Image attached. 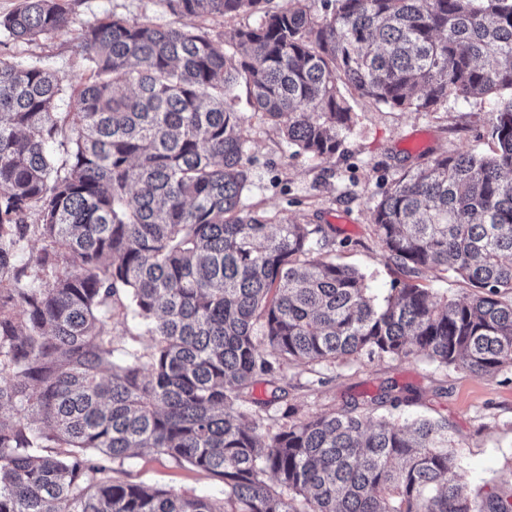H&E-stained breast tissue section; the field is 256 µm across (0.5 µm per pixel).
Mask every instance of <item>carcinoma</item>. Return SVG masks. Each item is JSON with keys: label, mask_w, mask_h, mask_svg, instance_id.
<instances>
[{"label": "carcinoma", "mask_w": 512, "mask_h": 512, "mask_svg": "<svg viewBox=\"0 0 512 512\" xmlns=\"http://www.w3.org/2000/svg\"><path fill=\"white\" fill-rule=\"evenodd\" d=\"M166 2L258 19L229 43L114 16L78 37L77 87L0 60V512H512L511 490L469 486L447 422L376 413L409 400L390 387L282 424L248 413L258 381L300 363L512 370V0ZM70 23L64 0H21L0 35ZM241 85L295 155L341 153L355 94L425 112L492 96L494 147L435 156L382 194L371 223L409 277L380 300L319 228L244 203ZM423 269L472 292L438 298ZM119 313L146 349L118 352L103 325ZM135 449L224 499L114 477Z\"/></svg>", "instance_id": "obj_1"}]
</instances>
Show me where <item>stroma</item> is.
<instances>
[{
  "label": "stroma",
  "instance_id": "35a3bbf8",
  "mask_svg": "<svg viewBox=\"0 0 512 512\" xmlns=\"http://www.w3.org/2000/svg\"><path fill=\"white\" fill-rule=\"evenodd\" d=\"M66 4L72 17L68 31L31 42H2L0 60L40 63L76 86L89 77L75 51L77 38L87 27L115 15L162 27L192 23L191 18L173 14L165 0H66ZM351 104L356 117L344 151L328 160L292 156L275 128L261 115H253L244 201L319 226L320 238L331 243L337 261L364 273L372 292L382 296L403 274L387 261L374 232L370 216L375 202L403 169L425 157L492 147L489 117L496 103L491 98L458 99L436 112L378 106L360 97ZM390 384L412 396L411 403L399 408L403 416L447 421L450 433L462 441L458 453L471 484L512 488V371L476 377L437 367L421 356L301 364L288 367L276 385L258 382L253 397L269 400L273 387H280L275 410L292 407L309 416L353 400H369ZM122 478L189 497H224L218 481L148 451L126 460Z\"/></svg>",
  "mask_w": 512,
  "mask_h": 512
}]
</instances>
